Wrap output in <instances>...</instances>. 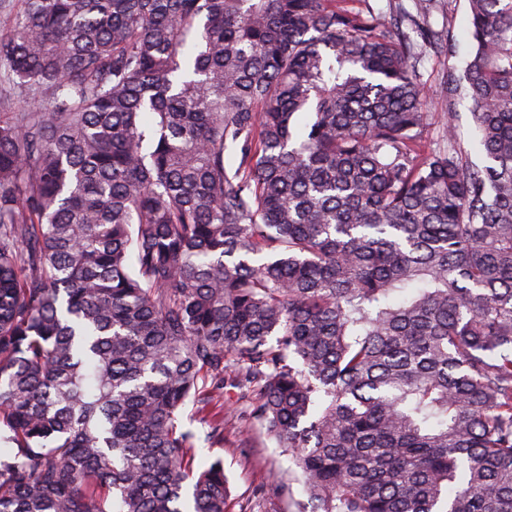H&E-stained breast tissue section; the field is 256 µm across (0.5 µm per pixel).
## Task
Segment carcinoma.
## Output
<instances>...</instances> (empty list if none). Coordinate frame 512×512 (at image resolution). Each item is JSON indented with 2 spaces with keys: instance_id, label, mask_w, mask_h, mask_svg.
Returning a JSON list of instances; mask_svg holds the SVG:
<instances>
[{
  "instance_id": "carcinoma-1",
  "label": "carcinoma",
  "mask_w": 512,
  "mask_h": 512,
  "mask_svg": "<svg viewBox=\"0 0 512 512\" xmlns=\"http://www.w3.org/2000/svg\"><path fill=\"white\" fill-rule=\"evenodd\" d=\"M355 2L0 0V512H512V0ZM466 2L465 0H445L434 10L430 21L434 28L441 29L443 26L448 27L450 23L451 29L456 37V52L454 57L448 58L427 55L418 65V72L421 80L428 86H434L439 82L442 72L448 69V64L454 66L459 74L465 65V61L469 56V43L463 30L466 25ZM238 439L236 429L224 427V448H199L196 459L204 466L216 456L223 458L231 485V509L240 512L241 506L248 505L247 512H296L295 501L304 497L301 485L292 481L294 466L288 455L265 437L256 448H240ZM282 483H290L288 498L272 493Z\"/></svg>"
}]
</instances>
